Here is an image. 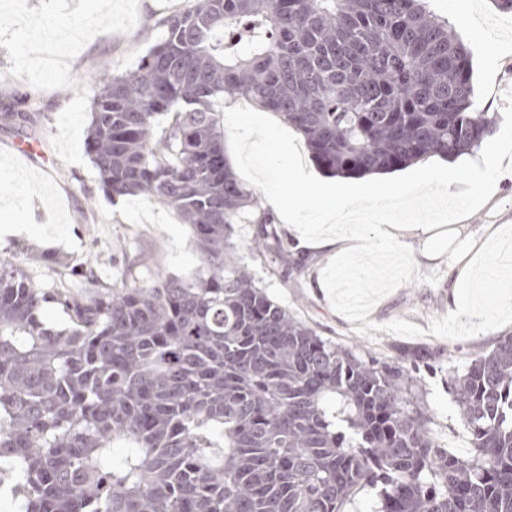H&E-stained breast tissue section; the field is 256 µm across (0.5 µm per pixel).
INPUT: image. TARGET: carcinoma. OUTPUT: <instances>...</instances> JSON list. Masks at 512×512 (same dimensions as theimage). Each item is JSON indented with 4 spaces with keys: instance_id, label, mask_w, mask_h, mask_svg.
<instances>
[{
    "instance_id": "carcinoma-1",
    "label": "carcinoma",
    "mask_w": 512,
    "mask_h": 512,
    "mask_svg": "<svg viewBox=\"0 0 512 512\" xmlns=\"http://www.w3.org/2000/svg\"><path fill=\"white\" fill-rule=\"evenodd\" d=\"M130 71L90 77L85 151L112 197L191 226V280L46 289L0 262V480L8 512H512V336L450 379L471 455H448L407 370L323 340L234 256L272 224L231 172L217 105L280 114L336 175L466 154L494 133L472 62L424 0H194ZM37 122L13 104L0 124ZM284 257L273 230L255 244ZM53 303L66 322H46ZM379 506L375 490L364 487L352 494L345 506V512H375Z\"/></svg>"
}]
</instances>
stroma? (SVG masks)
I'll return each instance as SVG.
<instances>
[{
  "instance_id": "1",
  "label": "stroma",
  "mask_w": 512,
  "mask_h": 512,
  "mask_svg": "<svg viewBox=\"0 0 512 512\" xmlns=\"http://www.w3.org/2000/svg\"><path fill=\"white\" fill-rule=\"evenodd\" d=\"M192 0H0V104L17 96L28 98L27 111L40 115L37 130L0 124V211L25 217L30 231L0 237V259L23 267L43 288L65 285L80 292L83 280L73 274L59 277L48 260L58 254L82 262L94 257L105 282L115 280L125 259L145 255L143 277L188 278L201 262L191 231L177 214L146 197L111 199L102 190L98 172L84 152L90 123L89 76L109 67L121 73L137 66L156 43L155 20ZM432 12L449 26L472 53L476 108L496 115L494 134L472 154L456 158L461 176L448 193L435 186H417V170L447 165V158L431 156L407 168L384 174L406 199L400 220L405 224H464L474 239H482L486 225L512 224V14L494 8L491 0H428ZM470 9L471 21L458 20ZM275 161L274 178L288 180V165L315 162L304 138L277 113L255 133ZM501 147L502 163L481 169L486 148ZM274 231L283 240L289 260L273 264L260 259L253 243L257 224L236 225V257L254 273L259 284L324 340L352 350L362 358H376L412 371L431 415L436 438L471 448L460 409L449 388L452 375L512 336V324L465 339L430 335L433 320L449 312L453 271L467 251L463 239L436 250L420 252L418 240L407 239L413 251L418 281L381 298L368 316L369 334L336 313L322 283L329 253L303 249L283 219ZM308 265L296 270L293 261ZM437 275L436 284L427 276ZM403 319L422 328L417 337L385 332V324Z\"/></svg>"
}]
</instances>
